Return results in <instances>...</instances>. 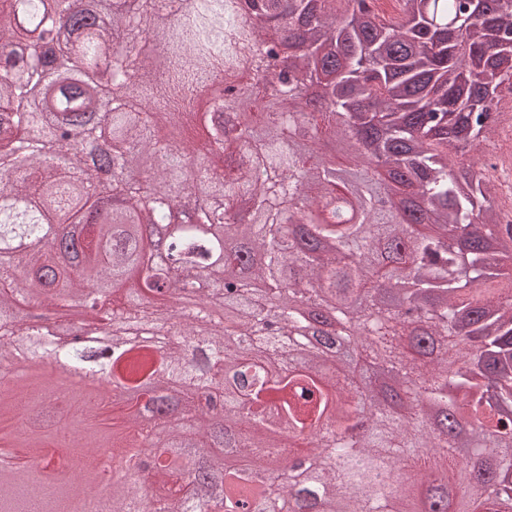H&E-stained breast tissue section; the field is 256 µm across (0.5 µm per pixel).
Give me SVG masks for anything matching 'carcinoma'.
Returning a JSON list of instances; mask_svg holds the SVG:
<instances>
[{
	"label": "carcinoma",
	"mask_w": 512,
	"mask_h": 512,
	"mask_svg": "<svg viewBox=\"0 0 512 512\" xmlns=\"http://www.w3.org/2000/svg\"><path fill=\"white\" fill-rule=\"evenodd\" d=\"M375 2L263 0L271 36L291 31L302 46L293 82L256 54L244 97L210 101L209 144L193 155L155 131L234 65L231 0H0V367L97 355L27 322L19 295L42 308L79 300L117 342L159 335L156 351L125 345L98 369L112 401L135 403L118 454H144L139 470L104 494L44 481L46 457L0 485V512H53L62 495H96L100 512H210L211 479L223 512H403L417 482L424 512H512L501 480L512 441L496 435L512 415V223L495 237L493 164L449 153L500 123L512 0H389L390 13ZM146 37L164 57L149 73ZM321 81L331 90L317 103L307 91ZM226 110L250 117L233 136ZM105 131L127 148L98 160L84 148ZM332 137L347 146L345 172L314 162ZM229 150L234 168L205 164ZM195 192L189 217L177 207ZM382 192L393 208L375 207ZM338 194L355 223L329 216ZM158 223L169 276L194 286L164 313L137 234ZM212 304L232 321L209 318ZM329 310L384 371L357 377L344 359L325 371L305 332ZM217 389L232 434L199 417L193 394ZM175 410L187 425L161 443ZM303 451L307 468L285 483L259 476ZM142 471L167 494L148 500Z\"/></svg>",
	"instance_id": "carcinoma-1"
}]
</instances>
